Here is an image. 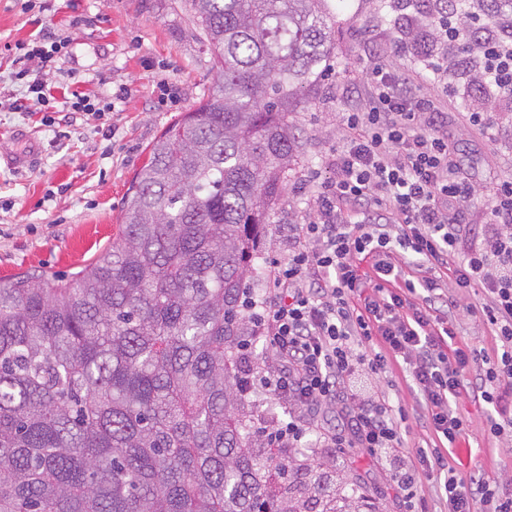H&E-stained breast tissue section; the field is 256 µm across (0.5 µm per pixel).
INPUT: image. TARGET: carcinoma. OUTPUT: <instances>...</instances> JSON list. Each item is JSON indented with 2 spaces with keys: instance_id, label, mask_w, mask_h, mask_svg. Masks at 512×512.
<instances>
[{
  "instance_id": "obj_1",
  "label": "carcinoma",
  "mask_w": 512,
  "mask_h": 512,
  "mask_svg": "<svg viewBox=\"0 0 512 512\" xmlns=\"http://www.w3.org/2000/svg\"><path fill=\"white\" fill-rule=\"evenodd\" d=\"M219 72L136 173L112 247L0 285V512H362L251 430L234 350L261 234L332 75L330 0H192Z\"/></svg>"
}]
</instances>
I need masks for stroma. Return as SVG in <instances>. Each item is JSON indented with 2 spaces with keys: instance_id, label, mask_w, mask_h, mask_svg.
<instances>
[{
  "instance_id": "35a3bbf8",
  "label": "stroma",
  "mask_w": 512,
  "mask_h": 512,
  "mask_svg": "<svg viewBox=\"0 0 512 512\" xmlns=\"http://www.w3.org/2000/svg\"><path fill=\"white\" fill-rule=\"evenodd\" d=\"M22 0H0V98L27 96L24 81L11 65L16 44H29L45 28L68 40L41 73L57 102L72 91L111 101L105 116L81 114L76 120L47 122L45 113L0 109V284L22 272L67 276L78 272L109 248L118 233L122 210L134 175L147 163L151 143L183 113L194 110L211 87L215 73L201 38L191 0H41L22 10ZM336 86L295 114L303 131L304 172L290 182L283 202L265 229L261 255L246 284L253 299H262L272 261L288 258V225L298 223L310 204L306 170L329 180L331 155L342 147V114L355 93H368L366 72L380 62L391 72L407 69L415 77L413 92L440 98L443 86L428 78L420 61L416 32H428L420 11L392 9L390 0H334ZM492 113L490 126L469 122L472 109ZM448 144L476 189L467 214L473 228L487 221L494 186L512 179V108L481 96L451 99L445 105ZM38 140L37 163L15 170L4 156L23 151L25 136ZM482 300L478 288L462 293L452 316L460 344L493 353L492 332L468 316V306ZM253 386L254 415L275 409L286 421L285 399L260 383L273 363L264 340H251L241 352ZM381 381L391 382L392 405L405 408L409 443L433 440L417 418V398L408 374L389 365ZM468 436L450 450L448 463L461 475L480 469L500 487L512 490V444H500L487 432L486 405L467 397ZM311 463H339L340 481L361 482L380 512H397L398 500L385 466L362 449L338 450L321 432L312 431L294 444Z\"/></svg>"
}]
</instances>
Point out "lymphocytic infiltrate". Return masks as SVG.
I'll return each instance as SVG.
<instances>
[{
  "instance_id": "lymphocytic-infiltrate-1",
  "label": "lymphocytic infiltrate",
  "mask_w": 512,
  "mask_h": 512,
  "mask_svg": "<svg viewBox=\"0 0 512 512\" xmlns=\"http://www.w3.org/2000/svg\"><path fill=\"white\" fill-rule=\"evenodd\" d=\"M471 23L482 37L468 48L455 13L436 17L445 51L427 49L426 70L441 83L466 74V83L453 84L455 94H466L473 78L487 95L512 100V43L492 20L475 14ZM67 46L38 40L16 59L36 111H52L55 102L38 70ZM366 78L371 94L343 119L348 138L331 159L336 176L315 186L303 223L289 225L288 259L270 274L260 311L250 314L276 363L261 382L288 399V421L274 438L300 441L331 413L332 444L388 463L401 512H419L422 483L434 476L448 512H512L511 491L477 470L459 475L440 447L409 445L405 411L394 408L383 384L368 380L402 360L420 420L449 447L467 434L458 401L472 391L492 408L490 434L512 441V409L502 405L512 399V180L494 188L488 224L465 243L475 190L449 150L441 106L414 95L412 74L377 65ZM406 265L420 276L402 279ZM448 266L450 284L438 275ZM477 285L484 299L468 312L496 333L501 352L474 385L465 375L479 353L458 345L442 310L456 303L449 288Z\"/></svg>"
}]
</instances>
